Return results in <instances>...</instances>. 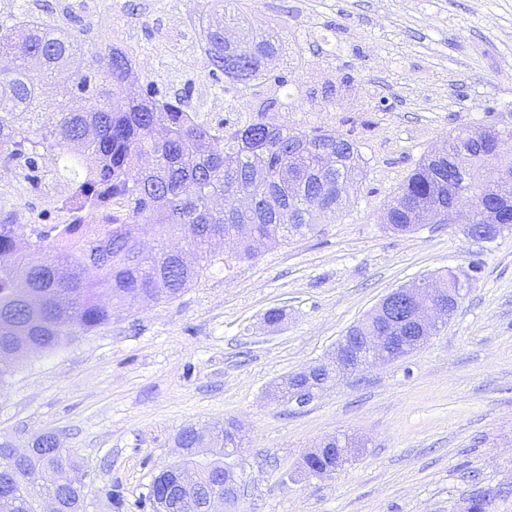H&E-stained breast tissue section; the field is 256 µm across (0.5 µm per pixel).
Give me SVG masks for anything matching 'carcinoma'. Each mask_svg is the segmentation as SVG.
Instances as JSON below:
<instances>
[{
  "label": "carcinoma",
  "mask_w": 512,
  "mask_h": 512,
  "mask_svg": "<svg viewBox=\"0 0 512 512\" xmlns=\"http://www.w3.org/2000/svg\"><path fill=\"white\" fill-rule=\"evenodd\" d=\"M89 2L0 0V162L27 191L51 181L72 186L66 201L50 197L40 209L0 201V385L15 372L14 357L4 355L13 337L50 351L110 322L105 293L131 307L172 299L218 256L229 268L314 232L313 214H336L341 189L362 175L357 142L346 134L275 124L295 81L276 65L287 37L249 25L244 0H207L210 20L196 33L214 101L264 79L243 124L230 116L197 122L193 79L177 88L160 71L139 77V57L112 37V18L144 25L146 17L128 0ZM511 138L489 127L459 132L445 154L423 159L400 185L390 228L443 223L448 204L477 187L475 197L500 203L501 230H512V164L476 185ZM88 213L100 223H82ZM143 224L155 230L151 252L140 247ZM172 236L193 259L168 248ZM226 240L233 252H216ZM46 248L53 262H36ZM398 335L397 356L420 347L407 328ZM307 382L292 376L272 397L291 402ZM32 442V456L0 470V512H35L43 499L58 512H83L81 466L49 431ZM177 445L181 465L201 482L243 448L231 421L207 437L186 425ZM356 447L349 436L326 440L304 457L303 470L332 473Z\"/></svg>",
  "instance_id": "obj_1"
}]
</instances>
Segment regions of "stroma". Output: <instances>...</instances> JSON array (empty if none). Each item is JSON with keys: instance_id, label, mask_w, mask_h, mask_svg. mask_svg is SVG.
<instances>
[{"instance_id": "obj_1", "label": "stroma", "mask_w": 512, "mask_h": 512, "mask_svg": "<svg viewBox=\"0 0 512 512\" xmlns=\"http://www.w3.org/2000/svg\"><path fill=\"white\" fill-rule=\"evenodd\" d=\"M255 14L305 59L331 46L321 78L289 86L288 124L366 119L362 179L318 216L319 233L18 356L0 386V440L55 431L87 471L85 512H151L153 476L181 459L179 430L227 420L244 437L237 512H455L486 490L512 512V231L478 242L462 224L386 223L399 186L450 134L512 131V0H257ZM449 274L464 298L423 347L308 405L271 398L330 362L390 291ZM342 434L364 448L333 474L304 475L303 455Z\"/></svg>"}]
</instances>
